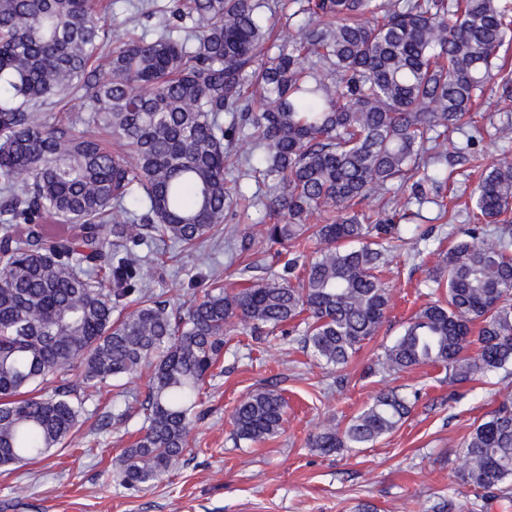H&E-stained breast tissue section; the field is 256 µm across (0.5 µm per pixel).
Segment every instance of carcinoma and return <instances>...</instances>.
Returning a JSON list of instances; mask_svg holds the SVG:
<instances>
[{
    "instance_id": "cac0c4a2",
    "label": "carcinoma",
    "mask_w": 512,
    "mask_h": 512,
    "mask_svg": "<svg viewBox=\"0 0 512 512\" xmlns=\"http://www.w3.org/2000/svg\"><path fill=\"white\" fill-rule=\"evenodd\" d=\"M288 42H271L264 0H168L166 23L98 50L106 20L94 0H0V467L64 446L87 392L151 370L143 433L116 477L135 488L172 472L189 451L206 378L237 319L250 334L297 320L324 369L343 368L378 334L391 295L379 273L397 221L393 204L446 210L448 147L512 40V0H294ZM79 94L115 147L51 123L44 105ZM260 150L243 175L251 202L276 217L239 254L289 246L279 269L244 288L213 282L186 310L147 290V240L194 249L246 200L228 181L238 144ZM383 201L373 213L365 199ZM340 209L334 224L309 217ZM512 157L485 171L466 224L428 272L435 299L377 357L370 373L422 365L453 382L512 367ZM320 245L306 260L305 247ZM475 354H468L469 347ZM76 370L74 384L59 383ZM412 402L379 393L310 447L330 454L393 432ZM286 403L254 391L232 415L238 441L282 429ZM472 508L512 501V398L462 441Z\"/></svg>"
}]
</instances>
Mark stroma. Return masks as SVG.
Returning <instances> with one entry per match:
<instances>
[{
    "mask_svg": "<svg viewBox=\"0 0 512 512\" xmlns=\"http://www.w3.org/2000/svg\"><path fill=\"white\" fill-rule=\"evenodd\" d=\"M475 124L472 161L448 159L449 173L467 193L480 179L479 160L512 155V135L501 134L502 126H512V84L487 88ZM419 225L430 232L419 244L423 260H414L406 245L390 253L381 273L391 293L387 321L345 369H321L293 337L276 332L255 340L233 324L203 390L201 414L188 437L191 453L168 477L132 489L115 476L124 449L143 426L140 405L148 376L141 373L120 379L111 397L90 398L65 447L17 469L0 467V512H356L365 502L376 512H431L444 499L454 501L456 512H469L456 450L502 396L512 394V376L496 373L454 384L437 365L368 372L402 323L429 300L424 281L438 261V240L447 227L432 206L423 209ZM140 254L149 287L174 306L200 296L198 272H215L221 283L238 288L265 276L275 262L269 251L260 268L252 269L248 257L232 258L226 246L209 241L181 253L151 243ZM268 385L287 403L282 430L260 443H234L235 407ZM392 388L418 396L395 431L368 447L332 455L310 448V437L327 418L345 424Z\"/></svg>",
    "mask_w": 512,
    "mask_h": 512,
    "instance_id": "1",
    "label": "stroma"
}]
</instances>
